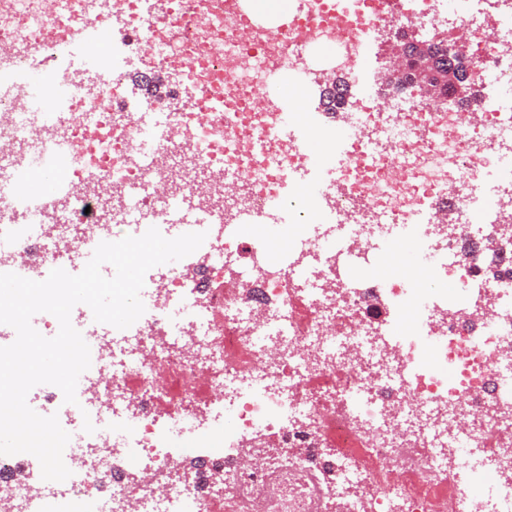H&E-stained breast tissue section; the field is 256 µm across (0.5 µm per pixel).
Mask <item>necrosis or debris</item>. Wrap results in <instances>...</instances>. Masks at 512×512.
Here are the masks:
<instances>
[{
  "instance_id": "necrosis-or-debris-1",
  "label": "necrosis or debris",
  "mask_w": 512,
  "mask_h": 512,
  "mask_svg": "<svg viewBox=\"0 0 512 512\" xmlns=\"http://www.w3.org/2000/svg\"><path fill=\"white\" fill-rule=\"evenodd\" d=\"M446 12L490 71L476 108L442 112L371 84L320 124L328 139L346 130L352 146L311 197L299 192L309 159L298 143L257 152L260 133L291 119L254 107L261 86L284 69L302 79L313 46H331L337 75L353 81L363 45L390 30L425 38ZM111 13L95 26L88 0H60L55 39L42 0H0V46L14 69L40 76L35 95L0 90V154L7 169L40 176L43 153L65 146L79 185L47 204L0 197V273H77L125 233L173 238L182 212L208 234L188 262L146 273L145 312L130 327L75 306L91 355L76 403L51 384L27 396L75 438L63 456L70 475L49 482L39 463L0 455V512H330L333 476L360 490L343 512H512V267L490 281L472 260L512 223V8L295 0L279 26L241 0H112ZM116 19L123 51L145 69L194 59L197 97L182 110L170 94L167 120L188 124L205 101L222 112L187 135L154 136L111 107L126 73L105 53L89 60L94 78L71 69L70 107L37 124L33 104L56 91L46 67L60 40L93 29L111 39ZM150 44L158 53L142 55ZM88 105L99 109L92 127ZM284 206L295 218L283 229L289 252L271 264L267 229ZM405 238L458 295L397 271L375 285L354 275ZM409 307L417 330L391 336V309ZM201 456L222 482L199 469Z\"/></svg>"
}]
</instances>
